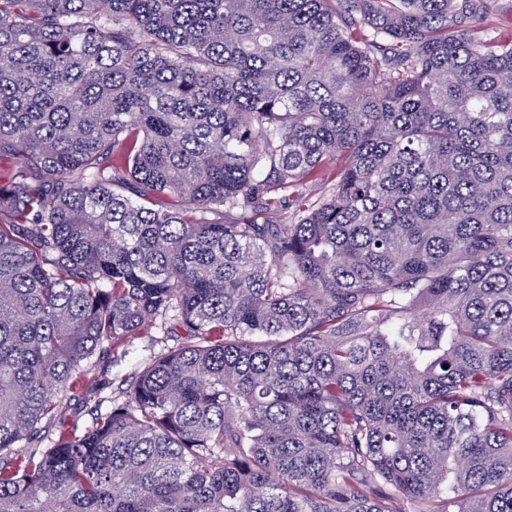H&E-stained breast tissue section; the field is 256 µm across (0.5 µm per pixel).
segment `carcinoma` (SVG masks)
<instances>
[{
    "label": "carcinoma",
    "mask_w": 512,
    "mask_h": 512,
    "mask_svg": "<svg viewBox=\"0 0 512 512\" xmlns=\"http://www.w3.org/2000/svg\"><path fill=\"white\" fill-rule=\"evenodd\" d=\"M491 2L0 0V512H512ZM179 335H168L164 330L149 328L140 336L128 339L119 345L109 356L97 359L90 372L79 382L77 390L70 392L62 404L61 411L51 422H43L37 438L31 443H22L24 448H16L22 452L51 448L59 440L72 433H81L92 426L90 408L101 400L98 411L105 413L112 408V400L119 397L122 380L128 377L139 364L150 359L153 353L160 351L165 345L186 344L189 339L182 331ZM124 352L125 357H124ZM122 356V358H121ZM118 358V362H114ZM121 358V361H120ZM93 389L97 392L92 401L86 403L84 390Z\"/></svg>",
    "instance_id": "carcinoma-1"
}]
</instances>
